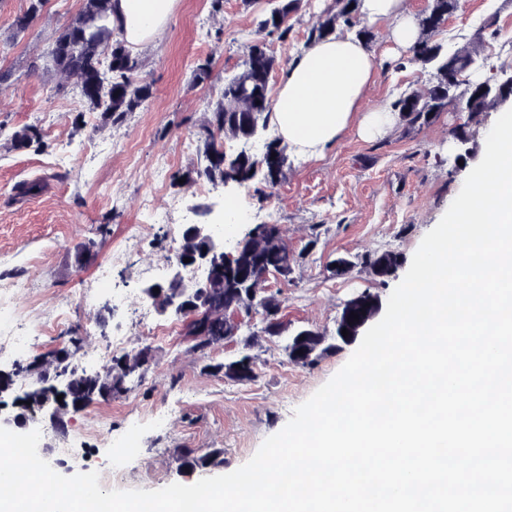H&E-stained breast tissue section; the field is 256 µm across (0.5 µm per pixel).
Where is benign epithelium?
Masks as SVG:
<instances>
[{"label":"benign epithelium","mask_w":512,"mask_h":512,"mask_svg":"<svg viewBox=\"0 0 512 512\" xmlns=\"http://www.w3.org/2000/svg\"><path fill=\"white\" fill-rule=\"evenodd\" d=\"M486 62L483 58H472L464 69L448 75V95L461 101L477 97L491 100L496 109H512V67H501L492 75L484 73ZM457 121L449 128L448 134L458 148L469 141L466 126L472 123L469 110L455 112ZM252 245V252L258 255L251 266L250 285L242 288L235 301L230 304L217 302L214 297L224 294V288L233 282L236 269L241 264L238 249H224V233L220 224H187L181 232V244L170 261L173 269L168 283H151L142 287V294L152 301L162 314L172 312L184 316L193 323V337L206 339L204 333L210 322H220L229 329L223 339L210 338V346L221 345L237 335L245 320L261 313L268 320L274 313L278 301L266 294L264 284L272 276H283L292 270L294 250L281 233H272L266 224H257L246 234ZM279 262L270 265L268 257ZM190 262H184V259ZM193 266L203 271L204 277L194 293L189 294L181 284V269ZM359 307L365 311L359 320L350 318L351 309ZM378 302L374 296L364 292L345 305L344 312L336 324V337L343 338L342 330L353 338L373 320L378 313ZM65 356L62 349L30 360L14 362L9 370L0 369V397L13 390L15 378L30 380V386L14 397L12 408L15 412L3 413L0 403V427L25 433L38 428L44 422L61 428L64 417L71 409L85 405L76 388L82 378H94L97 388L104 395L112 393V387L126 383L133 376H142L151 361L150 349L143 347L134 353L125 354L107 366L94 372L85 370L71 372L61 366ZM62 400H57L58 395Z\"/></svg>","instance_id":"obj_1"}]
</instances>
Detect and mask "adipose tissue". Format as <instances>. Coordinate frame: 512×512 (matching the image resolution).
I'll return each instance as SVG.
<instances>
[{"label": "adipose tissue", "instance_id": "adipose-tissue-1", "mask_svg": "<svg viewBox=\"0 0 512 512\" xmlns=\"http://www.w3.org/2000/svg\"><path fill=\"white\" fill-rule=\"evenodd\" d=\"M180 0H112V25L128 46L152 44L167 30ZM359 19L386 23L396 52L408 51L419 35L405 0H358ZM376 70L365 41L333 34L312 42L288 65L273 99L268 122L282 141L304 157L323 156L350 127L361 134L386 132L397 121L390 106L362 110L361 102Z\"/></svg>", "mask_w": 512, "mask_h": 512}]
</instances>
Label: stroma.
<instances>
[{
	"instance_id": "obj_1",
	"label": "stroma",
	"mask_w": 512,
	"mask_h": 512,
	"mask_svg": "<svg viewBox=\"0 0 512 512\" xmlns=\"http://www.w3.org/2000/svg\"><path fill=\"white\" fill-rule=\"evenodd\" d=\"M332 0H301L285 39L270 42L276 58L270 90H277L291 60L309 44L312 25ZM31 0H0V321L29 336L34 358L82 339L76 365L97 370L117 352L150 347L153 361L119 399H95L66 417L58 432L42 426L51 448L70 449L61 473L125 474L123 489L158 490L190 485L245 464L294 410L330 380L355 351L337 344L336 321L346 303L362 292L388 300L404 278L423 237L436 226L460 192L471 163H458L448 135L453 115L439 113L411 128L397 121L384 137L367 140L349 130L324 157L289 153L276 187L263 178L223 186L194 176L203 162L198 138L217 102L225 76L239 72L255 20L270 0H180L162 39L140 49L141 76L151 96L125 122L106 123L73 82L51 69L32 70L49 45L80 14L84 0H49L23 36L14 23ZM487 67L512 63V0H459L433 39L443 46L469 42L486 20ZM367 47L377 71L362 106L393 104L405 92L429 84L431 72L410 54L393 56L387 28L370 29ZM209 63L208 77L195 69ZM37 127L42 146L11 148L13 134ZM241 215L228 227L233 249L256 224L283 227L298 258L288 277L270 278L268 292L281 302L290 331L313 328L326 336L327 352L306 366L288 360L286 336L263 333L261 320L242 327L231 342L206 356L191 349L185 318L155 315L166 336H145L134 314L145 304L144 285L167 282L169 258L186 224L222 221L230 206ZM392 252L400 265L388 277L372 274L370 255ZM352 267L336 274L333 260ZM250 355L254 381L241 383L212 372L214 364ZM109 422L106 433L96 423ZM220 449V466L186 475L182 454Z\"/></svg>"
}]
</instances>
